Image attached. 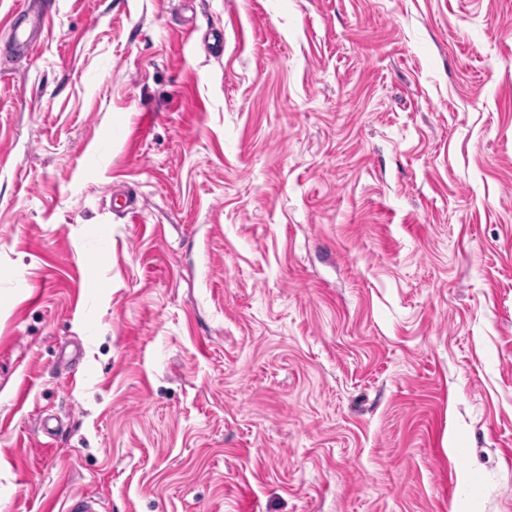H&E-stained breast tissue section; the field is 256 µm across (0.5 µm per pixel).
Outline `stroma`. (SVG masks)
I'll return each mask as SVG.
<instances>
[{"label": "stroma", "mask_w": 512, "mask_h": 512, "mask_svg": "<svg viewBox=\"0 0 512 512\" xmlns=\"http://www.w3.org/2000/svg\"><path fill=\"white\" fill-rule=\"evenodd\" d=\"M41 7L0 512H512V0Z\"/></svg>", "instance_id": "obj_1"}]
</instances>
